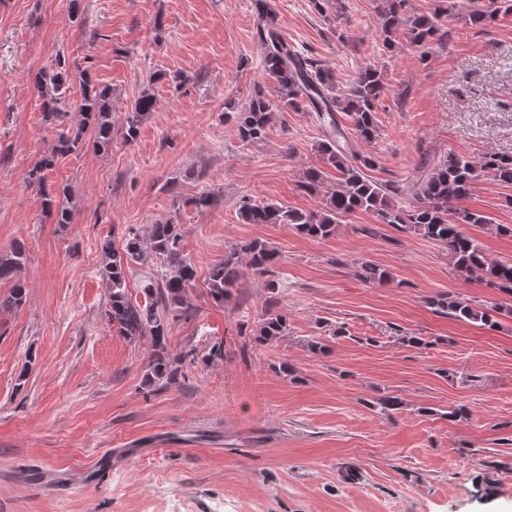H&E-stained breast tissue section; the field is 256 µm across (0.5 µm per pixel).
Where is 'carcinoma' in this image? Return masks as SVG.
<instances>
[{
	"mask_svg": "<svg viewBox=\"0 0 512 512\" xmlns=\"http://www.w3.org/2000/svg\"><path fill=\"white\" fill-rule=\"evenodd\" d=\"M406 0H386L380 12L379 28L383 46L394 47L402 36L415 47H425L439 33L442 17L451 14V8L438 7L425 15H406ZM259 17L257 35L263 47L262 72L277 84L280 104H273L257 88L254 95L241 106H230L224 116L234 119L239 138L244 143L256 142L264 137L277 113L294 109L316 113L323 126V140L319 152L324 166L336 171L337 186L325 195L323 206L312 212L289 209L274 202L257 201L245 196L239 203V214L246 224H289L298 232L314 238H328L336 226L357 211L370 212L383 224L403 232H412L435 242L448 255V261L465 279H475L489 287L512 295V260L491 262L483 246L465 231L469 224H488L490 218L478 211L459 208L456 203L466 199L474 187L481 170L492 180L512 185V156L489 154L480 166L456 156L434 168L428 178L415 190L416 203L406 207L397 204L394 196L398 187L376 181L365 169L375 165L372 158L363 155L359 142L369 143L376 133L375 112L380 97L386 91L383 74L366 66L352 78L347 93H335L336 82L332 72L320 61L308 57L288 42L279 29L267 0H255ZM53 70H41L34 77L44 117L52 124L70 125L60 134L54 151L42 156L27 173V183L38 189L45 210L55 215L56 223H70L68 201L59 202L46 190L48 172L59 156L80 152L87 145L105 152L112 146L115 131L112 122V89L90 80L83 83L76 112L68 109L70 85L65 57L58 55ZM157 98L150 88L143 89L126 113L120 135L132 141L138 135L143 118L156 111ZM345 112L350 117L354 136L341 128L335 113ZM323 170L316 167L303 174L301 187L317 193L323 187ZM181 226L173 219L151 224L147 234L127 236L122 251H112L105 267L109 288V322L118 326L121 335L130 340L146 338L149 351L145 377L148 381H162L167 385L179 382L182 358L171 355L167 344L170 322L191 319L196 315L188 299L189 289L195 286L196 269L180 256ZM155 255L168 262L171 271L162 283L152 282L143 288L144 301L134 303L128 296L126 268ZM248 257V266L267 278L270 297L259 315V323L248 335L254 348L278 341L287 329V315L276 309L279 280L275 268L278 252L266 243L253 240L224 251V257L212 263L207 275V296L218 306L230 301L242 276V257ZM25 247L18 243L7 252H0V282H11L7 295L0 299V311L6 312L23 305L26 298L24 284L17 278L25 266ZM360 278L366 283L383 284L391 274L370 262L361 263ZM427 304L439 314L462 322H479L490 329L498 324V317L512 316L511 307L495 306L486 310L459 295L438 293L427 299ZM371 406L392 414L401 409L402 401L396 396L376 398Z\"/></svg>",
	"mask_w": 512,
	"mask_h": 512,
	"instance_id": "cac0c4a2",
	"label": "carcinoma"
}]
</instances>
